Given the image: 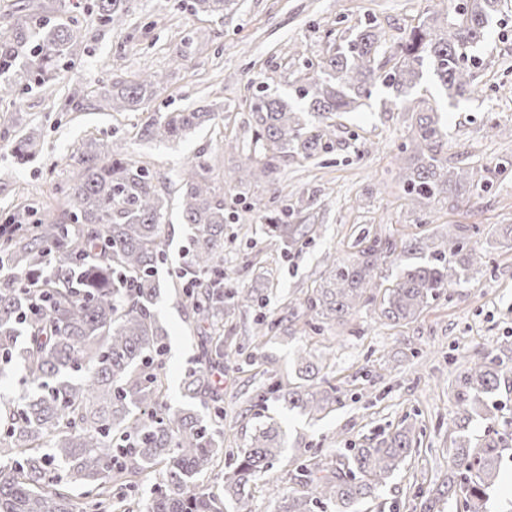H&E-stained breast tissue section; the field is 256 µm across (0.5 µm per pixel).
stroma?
Listing matches in <instances>:
<instances>
[{
  "label": "stroma",
  "instance_id": "1",
  "mask_svg": "<svg viewBox=\"0 0 512 512\" xmlns=\"http://www.w3.org/2000/svg\"><path fill=\"white\" fill-rule=\"evenodd\" d=\"M50 18L77 19L81 37L44 87L22 91L16 105L0 103V224L17 205L60 214L59 189L72 179L64 158L93 138H114L132 161L148 166L163 195H175L187 158L203 155L210 180L224 193V288L258 289L254 307L224 309V448L247 446L262 416L278 423L286 448L265 481L292 486L296 459L317 450L328 458L360 448L410 424L418 443L400 471L363 512H420L421 495L448 470L460 411L457 379L477 359L512 361V241L501 233L512 224V0L490 28L481 61L473 71L475 96L448 106L437 86L425 97L448 133V163L468 164L477 174L499 166L498 175L457 208L407 204L398 172L409 164L406 143L413 101L386 103L378 91L369 105L332 120L325 149L305 160L281 165L278 179L289 223L310 227L289 248L272 244L266 217L273 211V187L237 179V150L251 145L254 128L245 102L248 86L266 83L292 94L308 64H319L336 44L375 23L387 45H395L417 23L439 10V0H240L238 10L214 22L194 15L188 0H131L123 27L101 26L94 0H43ZM192 38L188 67L173 65V48ZM301 54H293V44ZM149 68L166 73L165 84L137 112H103L96 101L113 76ZM81 88L85 107L74 110L67 96ZM210 108L213 124L174 142L149 141L139 130L150 118L190 105ZM35 135V156L19 160L16 147ZM477 226L481 261L464 282L451 286L413 321L390 324L381 315L385 288L423 254H401L377 270L372 299L345 321L312 331L302 303L318 287L330 261H351L366 235L429 238L447 242L457 225ZM155 311L169 338L168 402L182 403V382L195 367L189 338L193 316L174 291L163 290ZM281 322L276 337L254 341L259 316ZM309 352L321 376L341 399L335 411L317 419L288 410L280 402H257L270 376L296 380L298 351ZM468 434L493 436L508 449L502 484L491 493L487 512H512V378L468 407Z\"/></svg>",
  "mask_w": 512,
  "mask_h": 512
}]
</instances>
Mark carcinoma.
<instances>
[{"instance_id": "obj_1", "label": "carcinoma", "mask_w": 512, "mask_h": 512, "mask_svg": "<svg viewBox=\"0 0 512 512\" xmlns=\"http://www.w3.org/2000/svg\"><path fill=\"white\" fill-rule=\"evenodd\" d=\"M239 0H193L194 14L224 18ZM502 0H460L450 11L412 26L380 62L381 31L369 25L339 44L306 77L287 101L268 87L249 94L255 125L253 146L241 149L238 181L275 182L281 162L307 159L322 145L326 128L317 121L354 112L384 88L398 104L416 92L424 77L455 107L475 93L472 67L478 49L501 12ZM130 0H97L103 26L124 24ZM80 36L70 20L37 17L23 29L0 27V102L19 100L16 68L44 85L57 76ZM164 84L163 75L139 73L112 81V93L98 100L102 111L138 109ZM215 114L187 107L147 121L140 136L177 140ZM416 162L399 173L410 204L424 200L454 208L488 185L500 169L475 180L463 167L448 166L447 134L440 116L418 101L409 130ZM68 160L75 170L64 191V218H40L24 207L9 216L17 227L0 236V374L21 369L25 392L0 399V512H251L261 476L280 459L286 441L278 424L259 426L247 447L224 454V409L205 366L224 362V335L205 334L204 324L224 320V196L215 192L201 161L179 173V207L188 225L186 258L172 275L202 334L199 366L182 386L183 404L172 407L165 383L168 331L154 313L162 294L159 265L165 263V210L168 201L144 165L129 160L122 145L90 139ZM459 234L431 260L404 267L385 289L381 314L391 324L414 319L448 287L461 280L480 255L472 246L459 257ZM310 228L268 219V236L283 248ZM430 249L427 240H366L349 263H332L325 283L304 300L311 319L340 321L374 287L375 270L397 252ZM234 307L261 301L254 290L235 291ZM503 362L474 363L459 378L456 400L468 406L478 394L497 390L511 372ZM306 365L300 382L277 380L267 393L288 409L315 417L339 402L336 387L317 380ZM213 409L206 420L197 407ZM456 447L442 481L422 495L421 512H447L462 495L466 512H483L496 487L506 448L499 439L473 442L459 422ZM414 427L401 424L375 445L352 448L329 466L314 452L296 467L295 486L265 485L275 512H334L376 499L411 453ZM223 467L222 492L196 488L200 476ZM156 475L150 496L137 499V478Z\"/></svg>"}]
</instances>
